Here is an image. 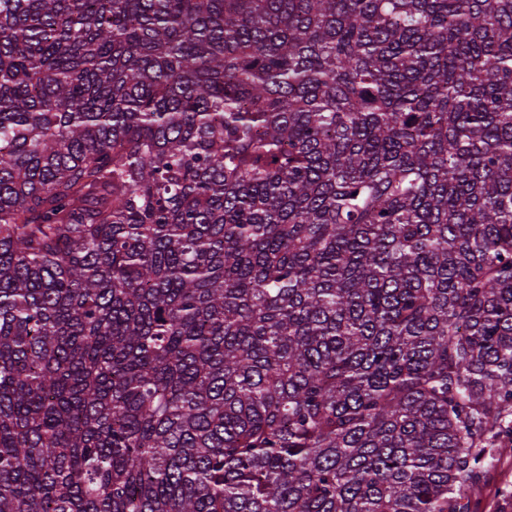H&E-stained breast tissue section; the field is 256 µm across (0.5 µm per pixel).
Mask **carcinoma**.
<instances>
[{"instance_id": "carcinoma-1", "label": "carcinoma", "mask_w": 512, "mask_h": 512, "mask_svg": "<svg viewBox=\"0 0 512 512\" xmlns=\"http://www.w3.org/2000/svg\"><path fill=\"white\" fill-rule=\"evenodd\" d=\"M0 512H468L512 441V0H0Z\"/></svg>"}]
</instances>
